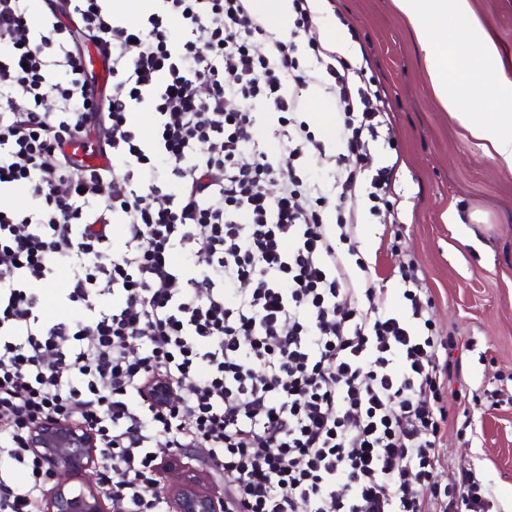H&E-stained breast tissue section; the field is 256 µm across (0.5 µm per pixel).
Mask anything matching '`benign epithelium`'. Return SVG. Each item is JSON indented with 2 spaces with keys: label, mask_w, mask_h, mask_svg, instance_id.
Segmentation results:
<instances>
[{
  "label": "benign epithelium",
  "mask_w": 512,
  "mask_h": 512,
  "mask_svg": "<svg viewBox=\"0 0 512 512\" xmlns=\"http://www.w3.org/2000/svg\"><path fill=\"white\" fill-rule=\"evenodd\" d=\"M147 396L157 404L173 400L162 381L150 383ZM27 445L46 467L52 483L44 512H112L99 471L103 448L94 430L72 418H43L30 424ZM79 475L82 484L74 488L71 481ZM165 494L171 512H224V496L208 490L186 465L169 480Z\"/></svg>",
  "instance_id": "obj_1"
}]
</instances>
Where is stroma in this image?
I'll return each mask as SVG.
<instances>
[{"instance_id": "1", "label": "stroma", "mask_w": 512, "mask_h": 512, "mask_svg": "<svg viewBox=\"0 0 512 512\" xmlns=\"http://www.w3.org/2000/svg\"><path fill=\"white\" fill-rule=\"evenodd\" d=\"M472 7L512 70V0H472ZM310 35L331 48L343 44L352 63L366 50L394 110L369 160L397 166L398 222L359 225L357 253L389 289L399 285L398 266L415 263L435 331L461 365L440 397L449 414L442 481L473 465L502 512H512V170L443 108L393 0H340L335 11L319 0ZM333 109L312 84L298 118L336 154L341 130L321 121Z\"/></svg>"}]
</instances>
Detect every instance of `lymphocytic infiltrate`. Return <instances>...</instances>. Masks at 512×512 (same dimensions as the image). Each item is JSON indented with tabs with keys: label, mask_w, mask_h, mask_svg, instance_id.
Wrapping results in <instances>:
<instances>
[{
	"label": "lymphocytic infiltrate",
	"mask_w": 512,
	"mask_h": 512,
	"mask_svg": "<svg viewBox=\"0 0 512 512\" xmlns=\"http://www.w3.org/2000/svg\"><path fill=\"white\" fill-rule=\"evenodd\" d=\"M109 2L48 0L35 27L29 0H0V185L31 200L0 209V512H39L27 424L49 417L89 425L111 453L112 512H168L158 450L199 443L224 512H495L473 469L437 480L449 362L417 269L400 267L390 307L354 259L352 211L323 218L328 195L362 192L377 223L396 221L393 168L368 162L391 110L368 61L313 42L300 63L313 0H291L284 37L251 0H150L135 25ZM69 14L107 62L105 93ZM311 80L345 142L322 186L304 160L325 146L295 118ZM233 100L275 117L277 152ZM89 137L106 164L68 153ZM61 274L71 314L49 317L37 289ZM156 376L174 401L147 402Z\"/></svg>",
	"instance_id": "lymphocytic-infiltrate-1"
}]
</instances>
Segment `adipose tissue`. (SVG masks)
Instances as JSON below:
<instances>
[{"mask_svg":"<svg viewBox=\"0 0 512 512\" xmlns=\"http://www.w3.org/2000/svg\"><path fill=\"white\" fill-rule=\"evenodd\" d=\"M424 54L442 105L512 169V78L470 0H394Z\"/></svg>","mask_w":512,"mask_h":512,"instance_id":"ef3b65f1","label":"adipose tissue"}]
</instances>
